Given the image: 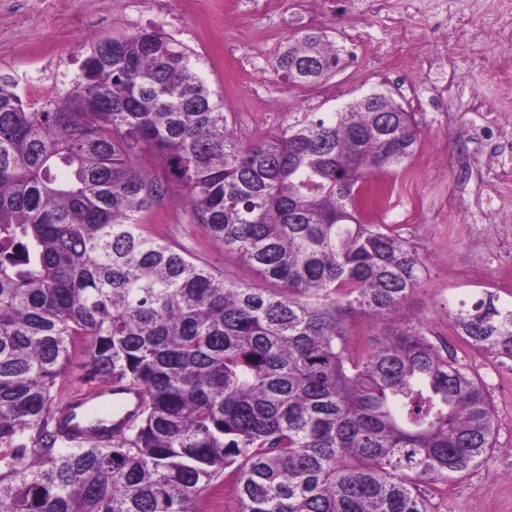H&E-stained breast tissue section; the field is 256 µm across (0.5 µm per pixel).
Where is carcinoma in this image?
Instances as JSON below:
<instances>
[{"mask_svg": "<svg viewBox=\"0 0 512 512\" xmlns=\"http://www.w3.org/2000/svg\"><path fill=\"white\" fill-rule=\"evenodd\" d=\"M340 63L311 30L277 70L308 85ZM419 143L415 113L381 90L246 142L203 58L157 30L92 44L40 108L0 73V512H194L227 468L238 512H434L432 486L495 448L485 380L459 351L512 360V303H461L453 343L420 323L350 336L358 312L391 319L423 272L363 205L369 175ZM170 192L273 287L150 234L142 215ZM85 336L80 387L146 396L105 445L55 427ZM88 345L89 342L87 341V339H82L78 349L73 353V356L71 357L66 370L67 378L71 385L62 387L59 386L57 388L55 392L56 403L65 402L68 399V397L74 390V386L77 385L79 379L87 370L89 359L87 355Z\"/></svg>", "mask_w": 512, "mask_h": 512, "instance_id": "carcinoma-1", "label": "carcinoma"}]
</instances>
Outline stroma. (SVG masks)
Returning a JSON list of instances; mask_svg holds the SVG:
<instances>
[{"label":"stroma","mask_w":512,"mask_h":512,"mask_svg":"<svg viewBox=\"0 0 512 512\" xmlns=\"http://www.w3.org/2000/svg\"><path fill=\"white\" fill-rule=\"evenodd\" d=\"M491 0H417V20L425 39L421 48L438 59L434 84L413 85L409 68L390 70L389 59L373 46L400 39L397 16L404 0H391L389 17L358 15L351 5L312 20L304 0H278L276 12L257 0H212L204 17L182 13L179 0H54L60 13L77 22L62 28L26 14L25 0H0V72L18 79L21 93H35L45 75L35 50L52 47L62 68L78 70L98 40L125 33L124 18L141 27H178L184 42L207 62L208 81L224 97V110L243 139L276 133L310 113L342 110L374 89L405 93L414 89L413 110L421 127L420 156L408 169L373 175L389 183L390 204L373 220L397 227L414 244L425 272L403 308L399 322H420L434 335L449 336L450 316L461 302L482 291L512 301V287L498 284L486 257H512V101L502 102L490 69L512 74V42L475 43L463 52L450 30L441 28L446 11L469 15L479 28L499 25ZM316 28L341 47L343 63L324 83L300 86L278 75L272 63L288 36ZM495 113L499 138L482 141L478 133ZM184 205L170 198L143 214L149 231L183 245L229 280L252 288L265 282L224 250L203 243L184 222ZM466 363L479 371L495 407L496 446L469 476L448 482L434 499L435 512H512V360L469 354Z\"/></svg>","instance_id":"obj_1"}]
</instances>
